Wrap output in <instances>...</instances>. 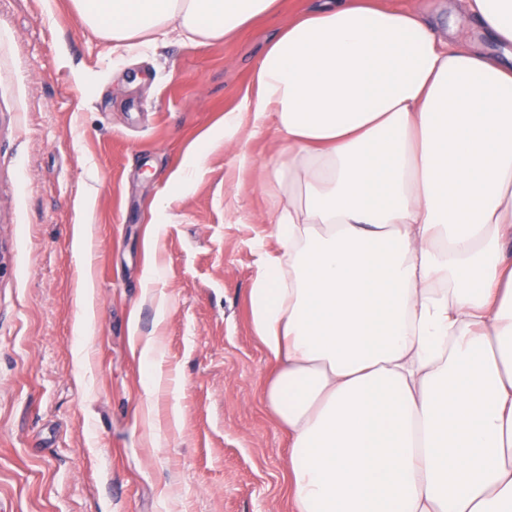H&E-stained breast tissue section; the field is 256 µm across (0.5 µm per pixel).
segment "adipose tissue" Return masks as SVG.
I'll return each instance as SVG.
<instances>
[{"label":"adipose tissue","instance_id":"adipose-tissue-1","mask_svg":"<svg viewBox=\"0 0 512 512\" xmlns=\"http://www.w3.org/2000/svg\"><path fill=\"white\" fill-rule=\"evenodd\" d=\"M277 2L72 0L116 49L218 42ZM465 7L501 56L324 0L244 98L288 144L250 306L293 512H512V0Z\"/></svg>","mask_w":512,"mask_h":512}]
</instances>
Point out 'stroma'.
Returning <instances> with one entry per match:
<instances>
[{
  "label": "stroma",
  "instance_id": "obj_1",
  "mask_svg": "<svg viewBox=\"0 0 512 512\" xmlns=\"http://www.w3.org/2000/svg\"><path fill=\"white\" fill-rule=\"evenodd\" d=\"M397 2L495 49L461 0ZM318 4L120 54L71 0H0V512H291L249 299L285 196L272 128L240 107Z\"/></svg>",
  "mask_w": 512,
  "mask_h": 512
}]
</instances>
